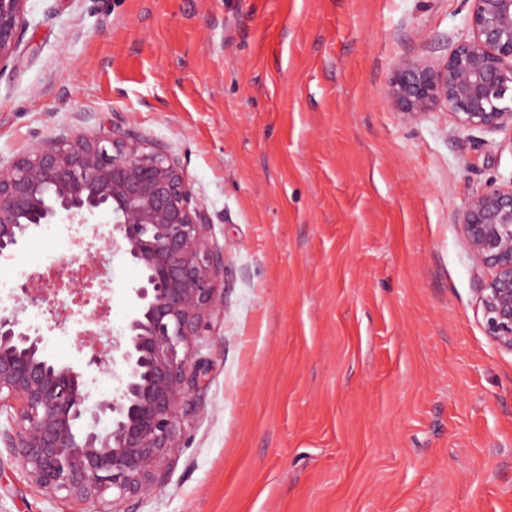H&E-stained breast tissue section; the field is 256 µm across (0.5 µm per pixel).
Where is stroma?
<instances>
[{
	"instance_id": "stroma-1",
	"label": "stroma",
	"mask_w": 512,
	"mask_h": 512,
	"mask_svg": "<svg viewBox=\"0 0 512 512\" xmlns=\"http://www.w3.org/2000/svg\"><path fill=\"white\" fill-rule=\"evenodd\" d=\"M464 0H27L0 70V167L118 126L178 163L224 250L203 390L164 482L125 512H512V351L455 222L512 177V133L412 117L393 72L447 57ZM30 229L8 284L59 242ZM142 272L110 258L123 334ZM47 352L81 358L77 326ZM0 446V512H76Z\"/></svg>"
}]
</instances>
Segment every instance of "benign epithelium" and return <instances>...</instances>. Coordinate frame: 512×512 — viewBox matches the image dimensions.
Masks as SVG:
<instances>
[{"label": "benign epithelium", "mask_w": 512, "mask_h": 512, "mask_svg": "<svg viewBox=\"0 0 512 512\" xmlns=\"http://www.w3.org/2000/svg\"><path fill=\"white\" fill-rule=\"evenodd\" d=\"M26 2L0 0V68L21 44ZM466 3L469 35L440 63L398 69L388 95L412 116L443 108L461 130L512 131V0ZM105 218V248L142 271L124 340L105 348L92 336L82 365L55 361L19 314L40 307L59 325L69 316L59 295L89 304L100 294L90 281L75 283L66 259L49 287L29 279L23 305L0 312V443L39 487L85 504L107 500L106 512H121L166 474L181 422L195 409L204 322L224 305L215 286L224 250L178 164L133 131L62 134L0 169V257L32 226ZM459 224L474 265L491 272L479 288L486 331L512 351V177L471 197ZM92 371L112 373L115 394L91 400Z\"/></svg>", "instance_id": "7a95c632"}]
</instances>
